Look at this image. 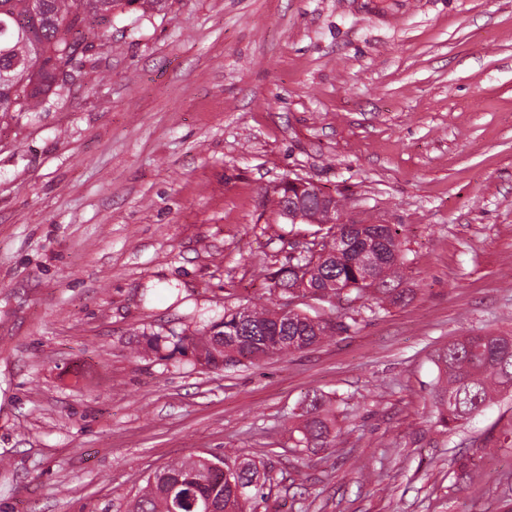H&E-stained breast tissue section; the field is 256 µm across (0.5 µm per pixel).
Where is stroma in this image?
I'll use <instances>...</instances> for the list:
<instances>
[{
  "instance_id": "stroma-1",
  "label": "stroma",
  "mask_w": 512,
  "mask_h": 512,
  "mask_svg": "<svg viewBox=\"0 0 512 512\" xmlns=\"http://www.w3.org/2000/svg\"><path fill=\"white\" fill-rule=\"evenodd\" d=\"M83 62L0 116V512H127L228 448L271 466L250 512H502L512 397L435 402L448 344L512 333V0L135 4ZM296 177L397 229L403 301L318 305L341 331L257 366L175 352L302 255ZM316 394L336 441L294 451Z\"/></svg>"
}]
</instances>
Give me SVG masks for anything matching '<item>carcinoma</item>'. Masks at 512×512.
<instances>
[{"instance_id": "carcinoma-1", "label": "carcinoma", "mask_w": 512, "mask_h": 512, "mask_svg": "<svg viewBox=\"0 0 512 512\" xmlns=\"http://www.w3.org/2000/svg\"><path fill=\"white\" fill-rule=\"evenodd\" d=\"M121 0H0V113L39 112L52 96L83 83L87 72L74 66L79 54L112 38V11ZM296 190L284 182L274 198L283 213ZM382 239L387 257L374 270L385 284L401 261L397 232L386 224H331L319 228L307 243V258L271 273V291L298 286L299 296H318L322 283L346 286L347 302L362 299L372 283L358 266L361 236ZM251 319L239 309L203 330L178 339L177 349L189 351L199 364L218 368L228 362L258 365L276 355L302 351L335 336L336 324L297 311L288 319L281 307L250 306ZM445 387L436 405L439 422L460 423L480 412L496 396L512 392V336L471 333L448 345L441 356ZM330 401L317 394L309 399L298 427L296 446L325 450L334 444L336 428L329 417ZM269 471L252 462L233 466L220 457L197 456L155 472L134 500L130 512H247L260 494Z\"/></svg>"}]
</instances>
